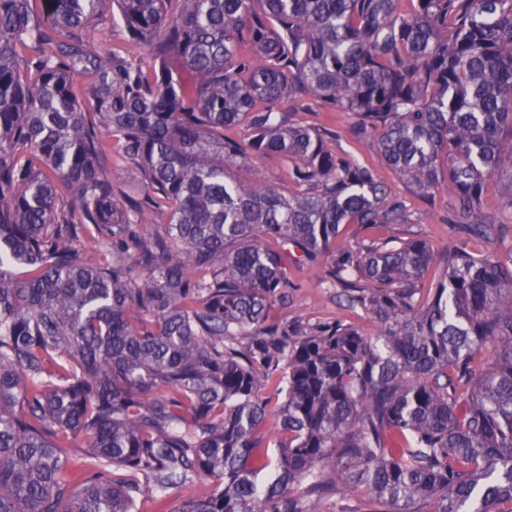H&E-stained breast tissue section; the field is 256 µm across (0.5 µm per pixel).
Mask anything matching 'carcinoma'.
Listing matches in <instances>:
<instances>
[{
	"label": "carcinoma",
	"mask_w": 512,
	"mask_h": 512,
	"mask_svg": "<svg viewBox=\"0 0 512 512\" xmlns=\"http://www.w3.org/2000/svg\"><path fill=\"white\" fill-rule=\"evenodd\" d=\"M402 2L0 0V512H167L196 476L173 512H512V245L469 246L506 238L512 0ZM312 101L445 182L462 242L339 240L412 213L285 120ZM269 154L298 190L237 178ZM322 253L374 333L267 324ZM120 27L112 25V19L108 17L97 28L94 36V44L101 53L108 52L121 44ZM498 183L492 189L491 193L485 199V207L489 209H498L506 214V219L509 216V210L507 207V190L510 184L509 174L504 173L498 176ZM210 490V482L205 477H198L193 483L169 491L167 505L169 508L178 507L182 502L204 496Z\"/></svg>",
	"instance_id": "carcinoma-1"
}]
</instances>
